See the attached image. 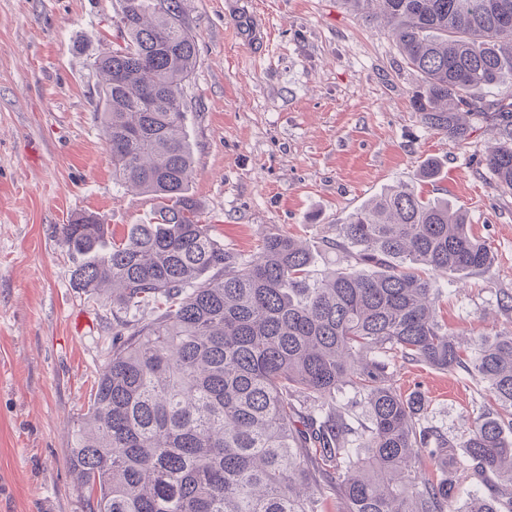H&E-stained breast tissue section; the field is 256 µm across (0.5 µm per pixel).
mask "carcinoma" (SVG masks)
<instances>
[{"mask_svg": "<svg viewBox=\"0 0 512 512\" xmlns=\"http://www.w3.org/2000/svg\"><path fill=\"white\" fill-rule=\"evenodd\" d=\"M347 2L382 4L421 74L413 108L426 127L463 142L470 120L493 122L503 142L486 166L511 191L512 101L478 105L512 76V0ZM113 26L122 43L93 61L97 117L113 180L154 211L110 248L100 217L60 228L78 287L111 286L112 307L133 316L112 327L68 451L90 512H331L335 492L342 512H512V330L466 351L438 314L440 279L493 263L467 212L385 192L336 225L333 246L354 265L319 276L286 234L252 254L225 246L190 192L197 37L181 0H122ZM398 362L463 372L488 401L449 437L392 386ZM346 388L363 397L358 428L337 401ZM450 470L485 492L456 505Z\"/></svg>", "mask_w": 512, "mask_h": 512, "instance_id": "cac0c4a2", "label": "carcinoma"}]
</instances>
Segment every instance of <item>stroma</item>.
Returning <instances> with one entry per match:
<instances>
[{
    "label": "stroma",
    "mask_w": 512,
    "mask_h": 512,
    "mask_svg": "<svg viewBox=\"0 0 512 512\" xmlns=\"http://www.w3.org/2000/svg\"><path fill=\"white\" fill-rule=\"evenodd\" d=\"M120 0H0V512H89L67 465L71 425L112 352V307L76 287L60 243L71 215L126 234L150 196L112 178L94 58L111 51ZM198 37L185 87L191 193L211 234L243 253L285 233L323 248L350 212L393 186L464 207L494 262L442 279V316L470 338L512 330V191L486 168L501 140L477 123L466 143L424 126L421 83L388 28L347 0H182ZM440 166L422 181L427 162ZM447 435L485 400L478 383L424 364L397 365Z\"/></svg>",
    "instance_id": "obj_1"
}]
</instances>
